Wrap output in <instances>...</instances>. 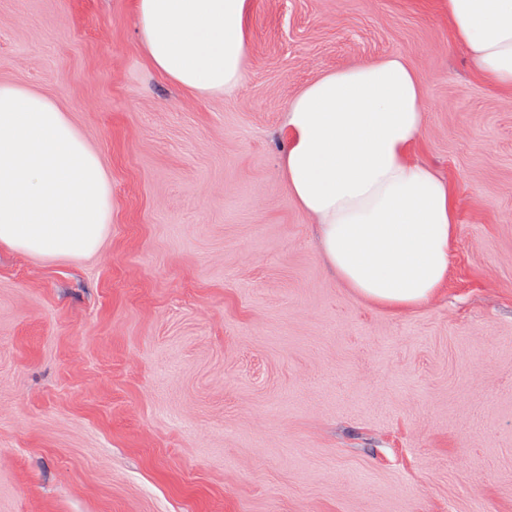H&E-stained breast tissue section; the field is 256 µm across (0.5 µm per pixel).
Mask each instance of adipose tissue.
Instances as JSON below:
<instances>
[{"label":"adipose tissue","instance_id":"adipose-tissue-1","mask_svg":"<svg viewBox=\"0 0 512 512\" xmlns=\"http://www.w3.org/2000/svg\"><path fill=\"white\" fill-rule=\"evenodd\" d=\"M484 80L512 91V0H435ZM254 0H134L141 48L165 80L230 96L246 78ZM424 85L405 56L326 72L289 102L279 172L319 226L342 283L405 311L448 278L457 202L447 178L413 156ZM112 222L98 154L59 103L0 83V246L47 259L97 250Z\"/></svg>","mask_w":512,"mask_h":512}]
</instances>
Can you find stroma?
Segmentation results:
<instances>
[{
  "label": "stroma",
  "mask_w": 512,
  "mask_h": 512,
  "mask_svg": "<svg viewBox=\"0 0 512 512\" xmlns=\"http://www.w3.org/2000/svg\"><path fill=\"white\" fill-rule=\"evenodd\" d=\"M250 27L244 85L201 97L133 0H0V82L112 187L92 255L0 246V512H512V96L426 0H254ZM391 54L458 205L405 314L339 281L279 174L298 89Z\"/></svg>",
  "instance_id": "35a3bbf8"
}]
</instances>
